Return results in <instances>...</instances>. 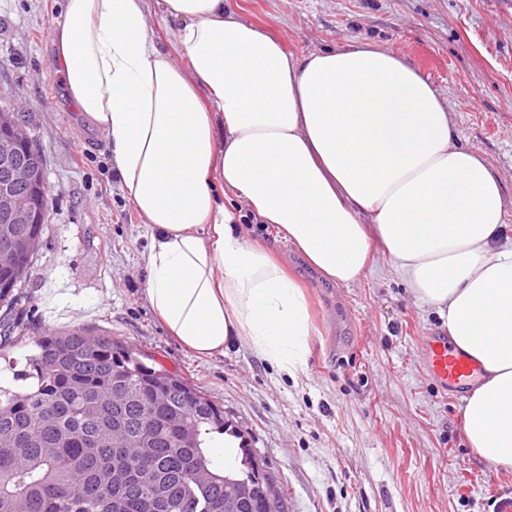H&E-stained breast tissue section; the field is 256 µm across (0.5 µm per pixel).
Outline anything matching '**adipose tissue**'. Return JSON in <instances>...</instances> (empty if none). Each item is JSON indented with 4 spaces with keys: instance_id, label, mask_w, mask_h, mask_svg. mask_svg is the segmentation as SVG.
Listing matches in <instances>:
<instances>
[{
    "instance_id": "ef3b65f1",
    "label": "adipose tissue",
    "mask_w": 512,
    "mask_h": 512,
    "mask_svg": "<svg viewBox=\"0 0 512 512\" xmlns=\"http://www.w3.org/2000/svg\"><path fill=\"white\" fill-rule=\"evenodd\" d=\"M179 67L147 0H65L52 32L69 96L112 146L150 238L145 293L202 357L242 341L294 377L315 333L303 287L246 239L222 184L328 279L359 282L381 249L414 301L477 361L471 448L512 473V245L499 178L464 148L434 87L356 43L302 56L228 0H163ZM163 16V7L162 0H152L149 4V16H148V27L154 36L158 46L164 51H170L173 57V60L176 64L180 66L185 65L184 58L176 53L170 47V44L167 40L164 23L162 21Z\"/></svg>"
}]
</instances>
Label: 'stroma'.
Segmentation results:
<instances>
[{
	"mask_svg": "<svg viewBox=\"0 0 512 512\" xmlns=\"http://www.w3.org/2000/svg\"><path fill=\"white\" fill-rule=\"evenodd\" d=\"M292 54L377 42L438 91L461 143L499 177L512 240V0H230ZM64 0H0V108L15 107L46 159L49 213L18 288L25 338L84 329L202 388L266 464L286 512H500L512 474L470 448L464 400L420 363L441 329L382 253L356 284L332 283L274 226L239 228L305 286L318 336L290 378L240 343L196 356L145 296L149 248L106 139L71 101L50 32Z\"/></svg>",
	"mask_w": 512,
	"mask_h": 512,
	"instance_id": "obj_1",
	"label": "stroma"
}]
</instances>
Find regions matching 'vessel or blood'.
Wrapping results in <instances>:
<instances>
[{"instance_id": "vessel-or-blood-1", "label": "vessel or blood", "mask_w": 512, "mask_h": 512, "mask_svg": "<svg viewBox=\"0 0 512 512\" xmlns=\"http://www.w3.org/2000/svg\"><path fill=\"white\" fill-rule=\"evenodd\" d=\"M421 350L425 372L444 391L454 394L476 384L479 365L455 352L447 337L425 334L421 338Z\"/></svg>"}]
</instances>
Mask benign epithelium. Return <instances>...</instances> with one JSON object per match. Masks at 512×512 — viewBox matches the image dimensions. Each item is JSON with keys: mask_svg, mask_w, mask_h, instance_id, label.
<instances>
[{"mask_svg": "<svg viewBox=\"0 0 512 512\" xmlns=\"http://www.w3.org/2000/svg\"><path fill=\"white\" fill-rule=\"evenodd\" d=\"M16 113H0V225L42 223V203L49 188L36 151L24 148ZM37 240L12 234L0 240V259L28 253Z\"/></svg>", "mask_w": 512, "mask_h": 512, "instance_id": "1", "label": "benign epithelium"}]
</instances>
